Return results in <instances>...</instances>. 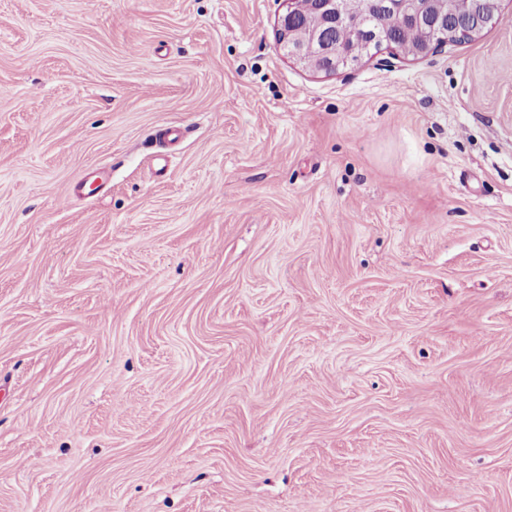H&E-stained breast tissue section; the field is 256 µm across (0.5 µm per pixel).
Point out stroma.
Here are the masks:
<instances>
[{
    "label": "stroma",
    "mask_w": 512,
    "mask_h": 512,
    "mask_svg": "<svg viewBox=\"0 0 512 512\" xmlns=\"http://www.w3.org/2000/svg\"><path fill=\"white\" fill-rule=\"evenodd\" d=\"M286 7L0 0V512H512V0L333 75Z\"/></svg>",
    "instance_id": "1"
}]
</instances>
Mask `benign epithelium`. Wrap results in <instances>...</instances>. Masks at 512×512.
<instances>
[{"mask_svg": "<svg viewBox=\"0 0 512 512\" xmlns=\"http://www.w3.org/2000/svg\"><path fill=\"white\" fill-rule=\"evenodd\" d=\"M504 0H391L387 10L408 21L413 29L433 32L431 41L405 44V55L420 56L448 43V14H463L468 24L463 33L474 35L495 23L501 16ZM302 0H288L286 13L279 20L278 40L296 62L327 75L340 71L342 57L328 52V35L342 20L341 0H309L311 9L323 18V25L313 29H295L291 14Z\"/></svg>", "mask_w": 512, "mask_h": 512, "instance_id": "benign-epithelium-1", "label": "benign epithelium"}]
</instances>
